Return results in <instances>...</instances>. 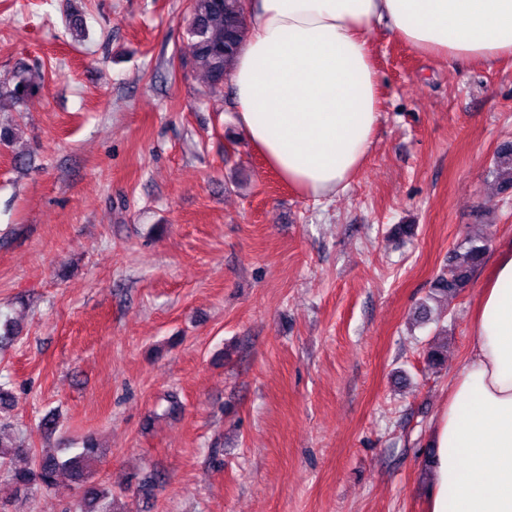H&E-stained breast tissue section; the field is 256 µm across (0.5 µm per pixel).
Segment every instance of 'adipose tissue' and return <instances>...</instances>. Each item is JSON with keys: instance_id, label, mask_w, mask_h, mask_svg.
<instances>
[{"instance_id": "obj_1", "label": "adipose tissue", "mask_w": 512, "mask_h": 512, "mask_svg": "<svg viewBox=\"0 0 512 512\" xmlns=\"http://www.w3.org/2000/svg\"><path fill=\"white\" fill-rule=\"evenodd\" d=\"M231 119L302 195H337L380 119L370 36L451 61L512 58V0H250ZM472 342L430 437L429 512H512V244L496 253Z\"/></svg>"}]
</instances>
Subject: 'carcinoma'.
I'll use <instances>...</instances> for the list:
<instances>
[{
  "label": "carcinoma",
  "mask_w": 512,
  "mask_h": 512,
  "mask_svg": "<svg viewBox=\"0 0 512 512\" xmlns=\"http://www.w3.org/2000/svg\"><path fill=\"white\" fill-rule=\"evenodd\" d=\"M187 35L184 65L204 74L207 94L224 91V81L231 74L237 55L248 34L249 19L246 0H189L184 17ZM40 91L24 67L13 72L5 96L14 103L23 102ZM494 172L501 179L503 190L512 189V141L502 143L495 154ZM484 229L467 236L448 253V265L431 288L429 299L452 296L468 286L474 271L482 264L490 235ZM26 453L20 444H4L0 433V467L4 468V487L10 496L0 497V512L5 503L18 495H28L34 489L53 488L58 477L65 474L79 490L74 512H112V487L93 479V466L102 448L92 438L86 439L80 451L62 460L54 455L32 458L23 468L7 466V459Z\"/></svg>",
  "instance_id": "cac0c4a2"
}]
</instances>
